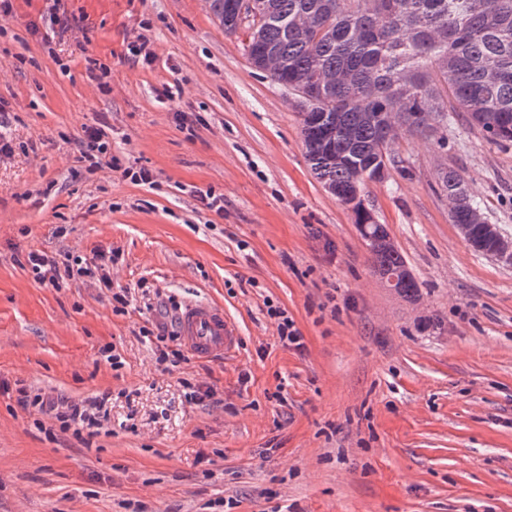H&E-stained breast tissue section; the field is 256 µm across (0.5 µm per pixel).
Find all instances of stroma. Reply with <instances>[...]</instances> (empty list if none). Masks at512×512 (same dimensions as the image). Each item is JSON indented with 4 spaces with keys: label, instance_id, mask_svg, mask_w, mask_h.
<instances>
[{
    "label": "stroma",
    "instance_id": "obj_1",
    "mask_svg": "<svg viewBox=\"0 0 512 512\" xmlns=\"http://www.w3.org/2000/svg\"><path fill=\"white\" fill-rule=\"evenodd\" d=\"M57 9L71 27L49 40ZM1 26L0 512H512V268L467 245L439 184L456 171L512 236L511 143L463 118L445 149L404 130L399 164L366 182L419 284L407 298L311 172L300 98L207 0H13ZM141 39L152 64L128 50ZM101 123L121 170L81 157L83 126ZM142 167L155 186L122 174ZM110 248L122 313L91 278L55 288L21 267L34 250ZM161 300L222 305L239 346L157 370L141 330ZM270 303L304 350L282 346ZM18 383L47 402L108 394V419L75 437L4 393ZM191 384L212 398L190 401Z\"/></svg>",
    "mask_w": 512,
    "mask_h": 512
}]
</instances>
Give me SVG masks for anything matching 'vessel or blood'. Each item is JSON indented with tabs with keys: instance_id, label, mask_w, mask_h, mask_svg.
<instances>
[{
	"instance_id": "1",
	"label": "vessel or blood",
	"mask_w": 512,
	"mask_h": 512,
	"mask_svg": "<svg viewBox=\"0 0 512 512\" xmlns=\"http://www.w3.org/2000/svg\"><path fill=\"white\" fill-rule=\"evenodd\" d=\"M180 335L195 356L229 354L239 343L238 331L222 306L208 302L187 305L180 318Z\"/></svg>"
}]
</instances>
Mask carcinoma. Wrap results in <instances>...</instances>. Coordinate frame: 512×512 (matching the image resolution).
<instances>
[{"label":"carcinoma","mask_w":512,"mask_h":512,"mask_svg":"<svg viewBox=\"0 0 512 512\" xmlns=\"http://www.w3.org/2000/svg\"><path fill=\"white\" fill-rule=\"evenodd\" d=\"M233 35L246 28L252 59L267 49L281 60L268 77L311 90L301 135L311 169L323 185L350 188L358 168L399 163L396 135L383 119L448 145L458 113L499 143L512 142V0H265L266 11L242 26L208 0ZM341 122L347 133L326 146L322 135ZM440 183L455 202L454 224L481 208L456 172ZM385 275L407 269L393 246L370 248Z\"/></svg>","instance_id":"cac0c4a2"}]
</instances>
